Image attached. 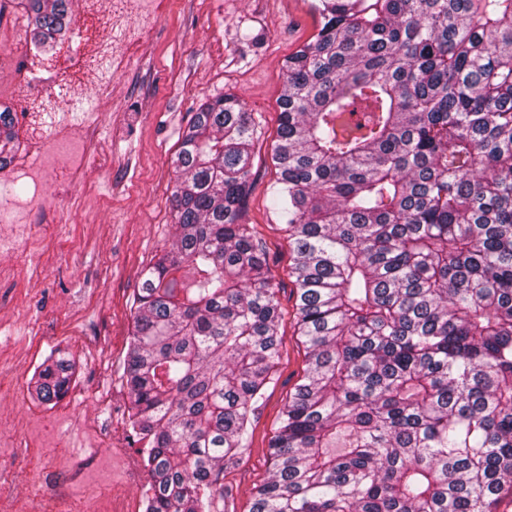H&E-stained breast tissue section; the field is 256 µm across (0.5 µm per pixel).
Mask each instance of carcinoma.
<instances>
[{"label":"carcinoma","instance_id":"1","mask_svg":"<svg viewBox=\"0 0 512 512\" xmlns=\"http://www.w3.org/2000/svg\"><path fill=\"white\" fill-rule=\"evenodd\" d=\"M70 0H23L38 45ZM288 56L271 207L307 345L250 512H493L512 487V0H319ZM262 124L233 93L184 132L172 248L143 274L125 367L145 512H223L224 468L281 359L243 221ZM0 110V168L17 151ZM73 363L58 350L36 392Z\"/></svg>","mask_w":512,"mask_h":512}]
</instances>
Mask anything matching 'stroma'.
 Masks as SVG:
<instances>
[{"label":"stroma","instance_id":"obj_1","mask_svg":"<svg viewBox=\"0 0 512 512\" xmlns=\"http://www.w3.org/2000/svg\"><path fill=\"white\" fill-rule=\"evenodd\" d=\"M164 2L120 75L109 67L110 54L138 21L125 0H72L71 31L50 49L32 43L30 24L8 34L21 68L54 84L31 99L10 92V76L0 74V103L16 116L18 155L30 153L39 135L51 148L62 119L76 125L97 108L101 126L87 156L93 186L67 180L61 168L37 192L30 179L0 173V209L29 197L58 219L40 250L0 254V512H99L112 495L143 504L149 474L132 482L122 473L127 462L143 463L145 446L129 427L124 376L133 299L143 271L174 240L173 160L182 135L202 100L226 92L238 94L263 126L246 219L269 249L284 319L280 378L253 420L249 448L224 472V512H250L253 488L269 477L271 437L304 376L288 238L268 199L283 63L316 37L318 0ZM104 81L112 95L103 103ZM58 347L72 355L76 373L65 396L46 405L33 375ZM100 396L114 412L99 409ZM110 428L112 450L98 443Z\"/></svg>","mask_w":512,"mask_h":512}]
</instances>
